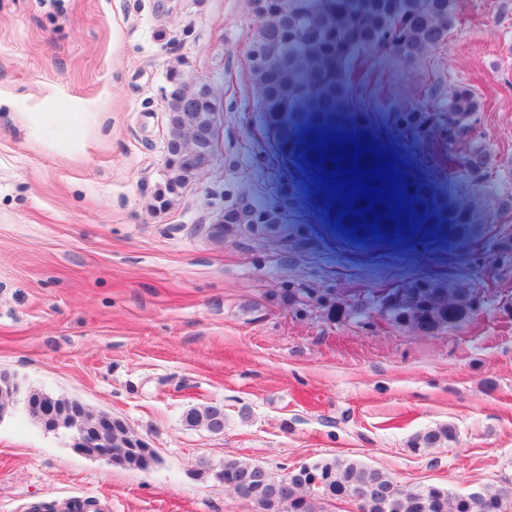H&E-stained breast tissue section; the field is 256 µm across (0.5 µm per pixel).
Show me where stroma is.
Returning a JSON list of instances; mask_svg holds the SVG:
<instances>
[{
  "mask_svg": "<svg viewBox=\"0 0 512 512\" xmlns=\"http://www.w3.org/2000/svg\"><path fill=\"white\" fill-rule=\"evenodd\" d=\"M460 9L424 60L377 59L384 88L357 100L397 170L457 208V174L429 168L392 109L470 86L497 159L484 193L512 197V0ZM258 27L249 0H0V374L125 420L160 458L134 470L80 454L6 401L0 512H252L217 477L228 459L280 474L352 458L452 494L512 479V276L485 280L484 309L435 336L356 315L410 278L483 277L482 259L451 231L336 228L328 191L264 133ZM173 70L209 81L221 118L213 164L161 209ZM206 404L223 406V433L184 425ZM448 423L456 441L411 448Z\"/></svg>",
  "mask_w": 512,
  "mask_h": 512,
  "instance_id": "35a3bbf8",
  "label": "stroma"
}]
</instances>
